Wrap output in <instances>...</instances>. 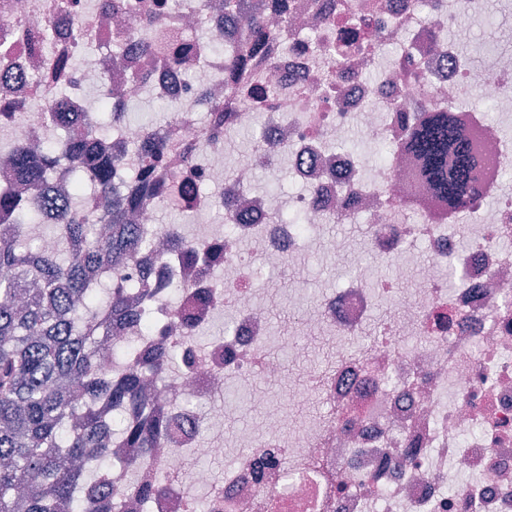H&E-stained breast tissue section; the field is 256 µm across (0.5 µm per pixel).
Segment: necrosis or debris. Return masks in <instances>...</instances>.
<instances>
[{"instance_id": "obj_1", "label": "necrosis or debris", "mask_w": 512, "mask_h": 512, "mask_svg": "<svg viewBox=\"0 0 512 512\" xmlns=\"http://www.w3.org/2000/svg\"><path fill=\"white\" fill-rule=\"evenodd\" d=\"M153 0H116V9L101 0H0V53L9 52L25 75L21 99L0 102V131L20 137L36 133L48 147L54 129L34 100L51 86L77 81L97 84L109 74L112 104L138 98L133 74L148 71L150 85L174 109L162 126L168 142L159 182L183 181L188 163L183 154L195 145L205 159L201 185L217 188L208 207L243 212L247 221L231 231L211 230L194 240V253L215 251L213 270L195 265L193 255L158 250L163 227L159 204L141 205L139 227L149 246L142 265L152 270L158 289L147 298L126 295L137 313L112 343L113 362L161 342L176 345L183 370L153 395L155 413L175 422L155 462L136 455L113 458L112 473L120 484L129 476L155 483L159 494L135 512H195L197 490L206 493V512H512V193L500 191L505 163L512 161V138L495 133L479 138L486 160L483 194L469 212L445 222L441 206L416 174L410 156L395 153L387 163L367 165L343 149L352 129L365 139L397 145L402 137L398 113L471 99L512 111V53L498 55L492 66L463 62L441 40L465 9L464 0H371L372 14L387 43L403 46L406 59L380 79L364 75L380 67V50L371 46L342 74L309 44L338 38V22L356 10L359 0H289L287 18L276 21L291 45L288 55L265 65L267 84L249 97L232 102L233 127L251 126L264 116V134L256 145V162L225 177L223 146L213 145L209 130L197 122V91L212 101H228L224 60L210 55L196 64L191 79L142 56L120 62L87 53L86 42L111 46L127 32L146 36ZM168 26L191 43L199 28L210 40H228L224 0H179L167 13ZM83 57L81 70L61 71L59 59ZM287 160L301 190L282 209L272 196H258L250 184L256 166L274 168ZM413 197L416 220H409L404 201ZM301 215L302 223L284 218ZM368 219L367 242L373 255L390 266L392 277L378 280L363 254L347 252L337 237V253L349 256L353 275L346 288L323 295L319 307L293 323L289 353L304 361L311 342H320L331 361L321 372L284 369L269 334L270 313L254 291L258 267L280 270L289 288H307L305 262L311 231L326 224ZM423 242L427 261L420 286H402L408 270V247ZM459 270L463 286L448 289V269ZM389 312L372 320L376 295ZM228 312L224 339L199 344L186 336L185 323L206 325L216 313ZM370 332L372 342L359 355L349 340ZM264 377L286 391L285 409L297 413L324 401L328 413L284 429L271 419L264 436L239 433L240 458L222 477L197 470L184 481L187 458H223L220 438L205 430L222 418L215 402L228 382L252 383ZM192 401L178 402L181 392ZM467 480L456 494L449 481Z\"/></svg>"}]
</instances>
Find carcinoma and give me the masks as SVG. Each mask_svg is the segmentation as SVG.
Returning a JSON list of instances; mask_svg holds the SVG:
<instances>
[{
    "instance_id": "carcinoma-1",
    "label": "carcinoma",
    "mask_w": 512,
    "mask_h": 512,
    "mask_svg": "<svg viewBox=\"0 0 512 512\" xmlns=\"http://www.w3.org/2000/svg\"><path fill=\"white\" fill-rule=\"evenodd\" d=\"M234 28L232 46L210 43L204 49L224 55V86L235 96L253 83L248 64L258 53L285 55L288 44L269 30L268 15L288 12L287 0H225ZM346 22V35L333 54L345 61L369 46L370 20L364 12ZM176 36L161 17L153 35L140 39L131 32L124 45L146 55H159L169 65L184 66ZM22 81L12 59L0 55V80ZM45 118L66 133L59 149L30 150L18 137L3 144L15 177L38 190V210L19 203L0 189V512H121L135 500L159 492L154 484L138 483L121 490L112 471L96 466L112 460V424L100 407L130 413L118 438L122 447L137 449L151 460L165 441L169 424L151 414L152 399L145 376L166 378L181 370L179 355L164 346L123 366L118 372L105 363L112 349L104 340L121 329L127 317L123 283L112 272L138 262L143 239L128 213L136 197L124 195L113 182L123 154H103L99 131L89 112H72L59 101ZM145 143L134 169L143 186L161 202L184 211L179 186L152 183L162 165L166 141L153 127H142ZM404 146L420 162V174L448 210L469 208L476 193L481 159L475 144L459 128L455 110L423 109L404 123ZM97 191L96 210L82 209L83 187ZM49 221L56 226L54 248L47 250L32 236L30 225ZM106 274L108 300L101 302L93 279ZM91 486L85 498L77 490Z\"/></svg>"
}]
</instances>
